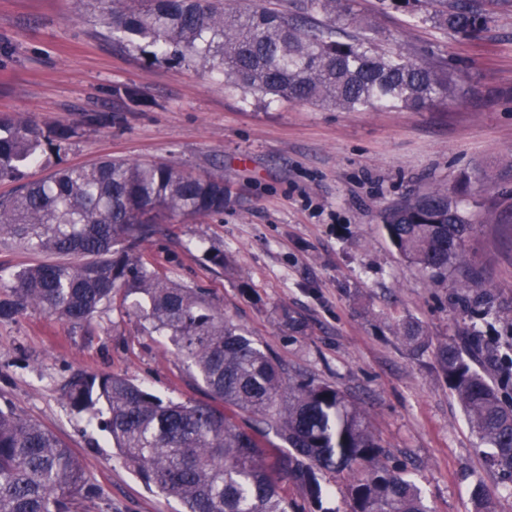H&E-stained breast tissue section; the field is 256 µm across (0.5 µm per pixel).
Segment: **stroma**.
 <instances>
[{
  "instance_id": "1",
  "label": "stroma",
  "mask_w": 512,
  "mask_h": 512,
  "mask_svg": "<svg viewBox=\"0 0 512 512\" xmlns=\"http://www.w3.org/2000/svg\"><path fill=\"white\" fill-rule=\"evenodd\" d=\"M352 7L381 48L433 62L454 94L419 112L247 103L219 73L113 40L100 6L0 0V115L74 131L17 181H0V195L103 158L223 176V213L163 221L141 246L146 258L204 290L290 375L359 405L388 465L412 474L433 512H471L477 482L497 512H512V484L485 465L432 352L476 330L479 371L496 383L512 364V0H486L491 19L472 39L381 0ZM125 88L135 97L122 96ZM437 185L458 190L477 224L465 251L496 295L490 315L464 309L454 280L432 282L384 231V210ZM213 247L223 267L207 260ZM136 300L101 306L87 326L31 309L0 322V408L51 429L104 489L79 512H183L179 500L148 491L63 396L75 376L107 373L176 402L206 400L170 344L126 314ZM284 308L305 321L304 334L281 327ZM407 320L430 349L413 351L398 336Z\"/></svg>"
}]
</instances>
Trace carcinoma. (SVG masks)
<instances>
[{
    "label": "carcinoma",
    "instance_id": "cac0c4a2",
    "mask_svg": "<svg viewBox=\"0 0 512 512\" xmlns=\"http://www.w3.org/2000/svg\"><path fill=\"white\" fill-rule=\"evenodd\" d=\"M104 21L128 46L173 62L221 72L245 97L310 103L345 111L394 107L419 111L452 96L448 77L428 63L383 51L373 27L340 0H299L288 13L236 10L224 0H100ZM422 20L463 36L489 22L480 0H431ZM347 27L360 30L344 39ZM73 135L45 132L21 117H0V181H12L45 149ZM224 177L161 163L105 158L64 167L0 196V239L42 255L0 283V322L39 310L90 324L124 288L141 294L136 314L164 336L202 383L208 402L174 403L114 374L82 375L64 397L109 435L125 464L149 487L180 500L185 512H288V486L321 504L319 475L362 468L349 512H431L421 489L384 461L364 412L336 387L290 376L243 328L224 320L198 289L174 284L144 259L141 242L159 220H198L224 212ZM386 234L409 263L432 279L460 274L474 304L494 297L466 271L464 245L475 224L446 187L436 186L386 210ZM292 333L305 322L281 309ZM397 334L419 351L424 332L404 322ZM448 387L462 404L486 463L512 480V403L453 342L434 349ZM277 436L281 446L261 448ZM99 494L81 461L52 432L0 409V512H76ZM473 512H496L486 489H470Z\"/></svg>",
    "mask_w": 512,
    "mask_h": 512
}]
</instances>
